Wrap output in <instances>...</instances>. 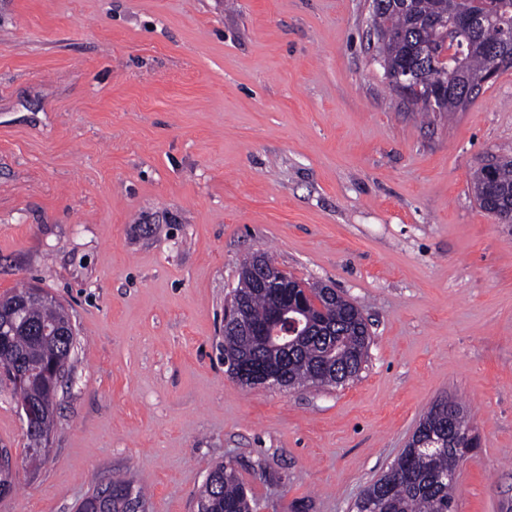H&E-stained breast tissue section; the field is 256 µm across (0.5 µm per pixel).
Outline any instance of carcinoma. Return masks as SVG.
Segmentation results:
<instances>
[{
	"instance_id": "carcinoma-1",
	"label": "carcinoma",
	"mask_w": 512,
	"mask_h": 512,
	"mask_svg": "<svg viewBox=\"0 0 512 512\" xmlns=\"http://www.w3.org/2000/svg\"><path fill=\"white\" fill-rule=\"evenodd\" d=\"M470 9L483 16L480 31L469 37L464 33L443 35L436 30L432 16L448 11V0H412L410 8L399 9L393 0H380L373 25L377 53L383 69L414 66L422 78L419 94L428 100L429 89L451 80L467 94L479 91L472 84L488 70L490 49L500 44L501 26L512 22V0H476ZM492 184L500 198L512 196V157L494 158ZM471 188L483 211L492 215L495 203L489 198L485 168L477 167ZM250 259L241 263L239 282L232 295L246 303L253 322L268 321L271 302L249 275ZM294 314L302 322L295 341L278 349L270 357L259 340L244 333L224 334V356L246 357L274 366L288 376V386L313 383L341 385L342 377L358 375L366 362L370 333L361 309L340 293H335L327 315L307 303H295ZM70 320L63 306L51 303L30 306L23 323L13 328L8 345L0 349V385L11 390L16 400L34 403L38 413L37 433L46 434L54 425V401L58 386L70 371L74 337L40 335L44 326L62 325ZM34 363L55 369V377H37L31 386L18 389L8 374L12 367ZM441 418L432 407L422 417L416 432L438 431ZM465 457L458 448L403 449L398 465L388 469L386 478H378L355 502L356 512H454L453 484L448 474L455 472ZM101 492L107 494L109 512H127L129 498L145 501L144 494L129 478L110 482ZM197 508L205 512H256L250 490L240 481L230 463L212 469L198 494Z\"/></svg>"
}]
</instances>
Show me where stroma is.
<instances>
[{
    "label": "stroma",
    "mask_w": 512,
    "mask_h": 512,
    "mask_svg": "<svg viewBox=\"0 0 512 512\" xmlns=\"http://www.w3.org/2000/svg\"><path fill=\"white\" fill-rule=\"evenodd\" d=\"M491 156L512 157V68L423 111L368 0H0V295L43 288L76 330L41 462L0 393V512H76L128 475L147 512H196L228 462L260 512H353L443 398L476 438L457 512H512V224L470 186ZM256 252L362 308L356 379L227 375Z\"/></svg>",
    "instance_id": "stroma-1"
}]
</instances>
